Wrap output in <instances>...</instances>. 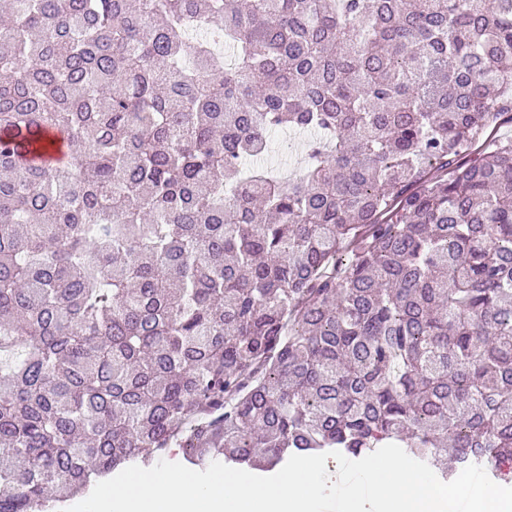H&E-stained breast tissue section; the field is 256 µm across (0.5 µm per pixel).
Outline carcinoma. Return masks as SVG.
I'll return each instance as SVG.
<instances>
[{
	"mask_svg": "<svg viewBox=\"0 0 512 512\" xmlns=\"http://www.w3.org/2000/svg\"><path fill=\"white\" fill-rule=\"evenodd\" d=\"M504 125L512 0H11L0 512L177 442L511 482ZM278 129L302 174L242 177ZM280 136L277 138H284L281 143L277 142V138L271 140V154L279 148L285 149L288 152L287 165L284 167H276L281 172L272 171L275 175L288 179L293 178L299 174L308 151L309 142L315 137L313 132H295L285 131L279 132Z\"/></svg>",
	"mask_w": 512,
	"mask_h": 512,
	"instance_id": "carcinoma-1",
	"label": "carcinoma"
}]
</instances>
